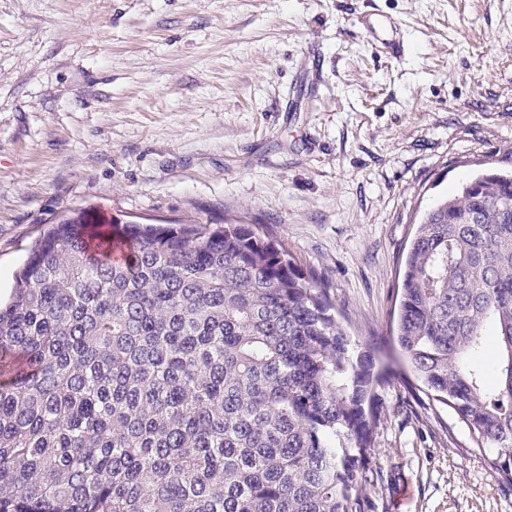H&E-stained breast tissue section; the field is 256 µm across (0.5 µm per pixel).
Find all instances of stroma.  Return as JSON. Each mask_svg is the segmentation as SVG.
I'll return each instance as SVG.
<instances>
[{
  "mask_svg": "<svg viewBox=\"0 0 512 512\" xmlns=\"http://www.w3.org/2000/svg\"><path fill=\"white\" fill-rule=\"evenodd\" d=\"M370 10L404 57L373 49ZM484 171H512V0H0V297L80 214L268 228L389 370L369 512H512L391 334L424 213ZM359 23L378 53L393 58L405 53L402 29L387 17L378 13H367L360 18Z\"/></svg>",
  "mask_w": 512,
  "mask_h": 512,
  "instance_id": "stroma-1",
  "label": "stroma"
}]
</instances>
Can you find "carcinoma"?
<instances>
[{"mask_svg": "<svg viewBox=\"0 0 512 512\" xmlns=\"http://www.w3.org/2000/svg\"><path fill=\"white\" fill-rule=\"evenodd\" d=\"M396 340L512 482V175L425 214ZM384 382L260 225L66 219L0 305V512H367Z\"/></svg>", "mask_w": 512, "mask_h": 512, "instance_id": "1", "label": "carcinoma"}]
</instances>
